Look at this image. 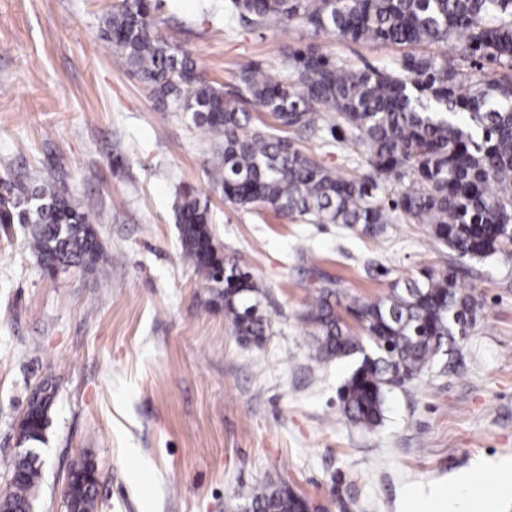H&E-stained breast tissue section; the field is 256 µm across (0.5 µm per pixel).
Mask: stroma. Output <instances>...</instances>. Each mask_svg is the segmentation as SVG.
Instances as JSON below:
<instances>
[{"instance_id": "35a3bbf8", "label": "stroma", "mask_w": 512, "mask_h": 512, "mask_svg": "<svg viewBox=\"0 0 512 512\" xmlns=\"http://www.w3.org/2000/svg\"><path fill=\"white\" fill-rule=\"evenodd\" d=\"M117 0H0V176L53 172L90 203L102 257L46 275L19 225L0 227V493L34 388L55 395L34 512H65L71 464L96 465L95 512H237L236 494L279 479L319 512H404L414 493L512 457V257L457 259L426 225L371 237L225 200L206 142L158 104L104 37ZM155 29L236 95L242 65L275 77L312 44L353 67L401 47L312 37L297 22L244 25L224 0H157ZM209 203L216 240L266 293L263 346L242 342L215 290L180 257L173 206ZM461 263L480 316L460 352L388 390L370 431L341 412L346 362L317 364L305 319L309 264L352 297L384 296L422 267Z\"/></svg>"}]
</instances>
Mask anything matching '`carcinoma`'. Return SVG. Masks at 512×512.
Listing matches in <instances>:
<instances>
[{
	"mask_svg": "<svg viewBox=\"0 0 512 512\" xmlns=\"http://www.w3.org/2000/svg\"><path fill=\"white\" fill-rule=\"evenodd\" d=\"M225 9L252 25L297 21L315 36L408 48L386 64L354 68L309 44L288 52L286 82L257 62L241 66L245 94L229 99L188 52L154 31L153 0H119L105 39L160 100L216 140L210 177L227 201L370 236L394 221L425 224L460 258L512 256V0H228ZM447 42L456 55L418 51ZM251 106L327 146L351 143L354 170L340 174L291 138L252 128ZM326 111L335 122L323 121ZM174 214L182 259L207 281L224 284V318L240 339L262 346L269 329L264 290L221 253L208 203L186 190ZM10 224L28 226V247L46 270L91 271L101 257L89 207L52 174L0 178V225ZM478 312L454 269L424 267L373 300L350 297L324 279L305 319L317 330L315 359L350 361L338 390L341 411L370 430L381 420L388 387L457 353ZM53 396L47 383L31 393L20 440L44 441ZM10 471L0 512H29L40 462L16 455ZM65 498L78 512H94L96 488L69 482ZM237 499L238 512L317 510L282 481Z\"/></svg>",
	"mask_w": 512,
	"mask_h": 512,
	"instance_id": "carcinoma-1",
	"label": "carcinoma"
}]
</instances>
